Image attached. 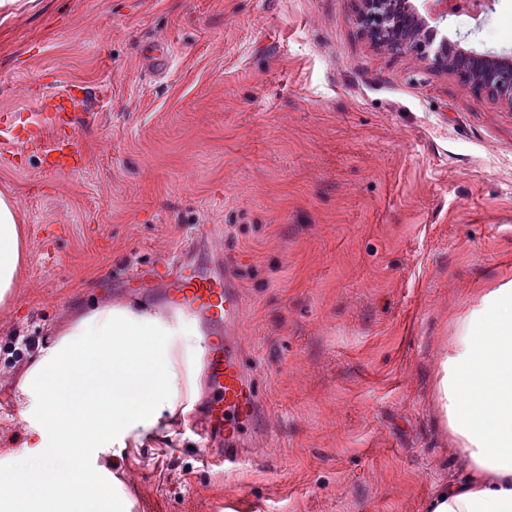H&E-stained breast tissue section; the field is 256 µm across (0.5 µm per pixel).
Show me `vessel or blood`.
Segmentation results:
<instances>
[{
    "label": "vessel or blood",
    "instance_id": "obj_1",
    "mask_svg": "<svg viewBox=\"0 0 512 512\" xmlns=\"http://www.w3.org/2000/svg\"><path fill=\"white\" fill-rule=\"evenodd\" d=\"M83 104V98L67 95L52 105L56 144L45 151L50 168L63 169L74 162L64 117L80 111ZM235 275L236 270L230 264L225 265L223 276L214 278L185 260L170 265L162 278L151 267L138 269L133 275L143 287L160 282L164 303L171 314L195 318L207 328L208 352L202 361L203 371L210 388L217 390L221 399L208 406L206 418L210 439L224 446L223 455L210 457L209 462L228 468L239 464L241 427L255 420L261 402L241 360V347L231 336L243 311Z\"/></svg>",
    "mask_w": 512,
    "mask_h": 512
}]
</instances>
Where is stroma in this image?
Masks as SVG:
<instances>
[{"mask_svg":"<svg viewBox=\"0 0 512 512\" xmlns=\"http://www.w3.org/2000/svg\"><path fill=\"white\" fill-rule=\"evenodd\" d=\"M356 0H34L0 26V193L26 231L0 305V452L38 349L136 269L192 249L237 269L261 452L202 464L206 395L113 460L133 512H423L458 471L432 368L481 289L512 280V107L374 45ZM512 54V0L440 22ZM109 85L101 98L96 87ZM86 92L77 168L32 94Z\"/></svg>","mask_w":512,"mask_h":512,"instance_id":"stroma-1","label":"stroma"}]
</instances>
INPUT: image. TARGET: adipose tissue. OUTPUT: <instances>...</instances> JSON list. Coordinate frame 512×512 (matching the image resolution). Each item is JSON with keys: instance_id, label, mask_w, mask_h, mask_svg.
I'll use <instances>...</instances> for the list:
<instances>
[{"instance_id": "adipose-tissue-1", "label": "adipose tissue", "mask_w": 512, "mask_h": 512, "mask_svg": "<svg viewBox=\"0 0 512 512\" xmlns=\"http://www.w3.org/2000/svg\"><path fill=\"white\" fill-rule=\"evenodd\" d=\"M23 236L0 195V304L19 286ZM201 336L152 311L103 305L40 348L14 397L20 450L0 453V512H133L102 457L174 422L199 392ZM442 436L462 462L425 512H512V281L483 292L454 321L434 366Z\"/></svg>"}]
</instances>
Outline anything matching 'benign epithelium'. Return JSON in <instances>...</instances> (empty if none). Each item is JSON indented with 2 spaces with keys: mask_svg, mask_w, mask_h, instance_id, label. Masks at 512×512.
I'll list each match as a JSON object with an SVG mask.
<instances>
[{
  "mask_svg": "<svg viewBox=\"0 0 512 512\" xmlns=\"http://www.w3.org/2000/svg\"><path fill=\"white\" fill-rule=\"evenodd\" d=\"M355 21L373 43L410 51L512 107V57L461 47L441 34L429 11H420L414 0H361Z\"/></svg>",
  "mask_w": 512,
  "mask_h": 512,
  "instance_id": "benign-epithelium-1",
  "label": "benign epithelium"
}]
</instances>
